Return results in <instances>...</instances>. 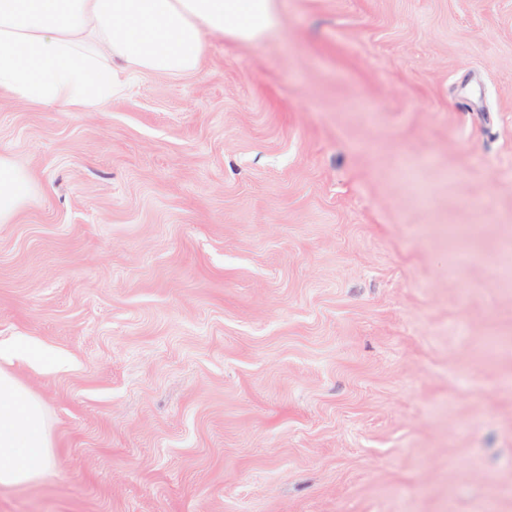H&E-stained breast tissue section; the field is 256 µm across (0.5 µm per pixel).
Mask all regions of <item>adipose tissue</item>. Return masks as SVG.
<instances>
[{
  "label": "adipose tissue",
  "instance_id": "1",
  "mask_svg": "<svg viewBox=\"0 0 512 512\" xmlns=\"http://www.w3.org/2000/svg\"><path fill=\"white\" fill-rule=\"evenodd\" d=\"M279 0H0V98L94 116L132 74L196 72L202 31L241 43L279 22ZM37 188L0 154V224L13 223ZM0 347V486L37 480L50 461L44 405L12 374Z\"/></svg>",
  "mask_w": 512,
  "mask_h": 512
}]
</instances>
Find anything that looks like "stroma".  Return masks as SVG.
Returning a JSON list of instances; mask_svg holds the SVG:
<instances>
[{
    "instance_id": "stroma-1",
    "label": "stroma",
    "mask_w": 512,
    "mask_h": 512,
    "mask_svg": "<svg viewBox=\"0 0 512 512\" xmlns=\"http://www.w3.org/2000/svg\"><path fill=\"white\" fill-rule=\"evenodd\" d=\"M90 118L0 105V512H512V0H283ZM37 188L33 174L0 154V224H11ZM14 352L0 347V486L31 483L46 471L51 440L44 405L8 369Z\"/></svg>"
}]
</instances>
